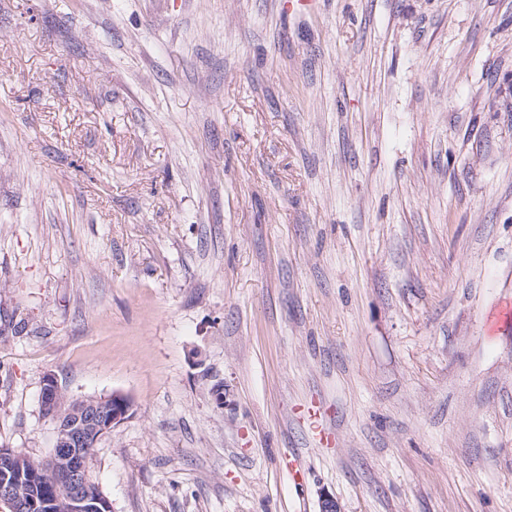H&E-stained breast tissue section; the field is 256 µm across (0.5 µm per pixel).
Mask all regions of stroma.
I'll list each match as a JSON object with an SVG mask.
<instances>
[{"label":"stroma","mask_w":512,"mask_h":512,"mask_svg":"<svg viewBox=\"0 0 512 512\" xmlns=\"http://www.w3.org/2000/svg\"><path fill=\"white\" fill-rule=\"evenodd\" d=\"M49 374L112 512H512V0H0V446Z\"/></svg>","instance_id":"1"}]
</instances>
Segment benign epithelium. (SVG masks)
<instances>
[{
	"mask_svg": "<svg viewBox=\"0 0 512 512\" xmlns=\"http://www.w3.org/2000/svg\"><path fill=\"white\" fill-rule=\"evenodd\" d=\"M62 391L57 380L48 375L44 379L41 399L51 408L55 407ZM131 409L130 401L121 399V394H112V413L104 416L95 404L78 406L67 412L68 419L60 420L53 450V480L48 492L40 499L24 502L19 483L15 480H0V504L9 506L10 512H111L109 501L101 499L91 489L87 479L82 448L87 446L92 434L102 437L112 431Z\"/></svg>",
	"mask_w": 512,
	"mask_h": 512,
	"instance_id": "obj_1",
	"label": "benign epithelium"
}]
</instances>
